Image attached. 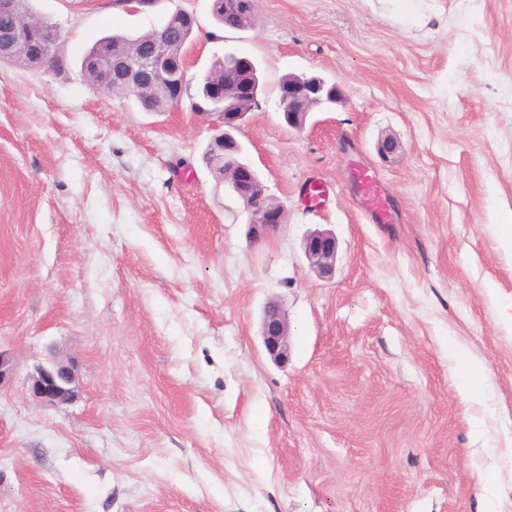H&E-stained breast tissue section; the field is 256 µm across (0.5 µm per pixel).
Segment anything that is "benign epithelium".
I'll return each mask as SVG.
<instances>
[{
	"label": "benign epithelium",
	"instance_id": "7a95c632",
	"mask_svg": "<svg viewBox=\"0 0 512 512\" xmlns=\"http://www.w3.org/2000/svg\"><path fill=\"white\" fill-rule=\"evenodd\" d=\"M239 0H224L237 29H252L258 21L256 0L245 7H238ZM34 53L48 61L60 57V34L52 26L39 28L38 39L33 43ZM187 68L186 55L177 43L166 40L148 53L106 54L95 61L94 70L99 75L98 90L110 93L116 89L137 92L144 87L165 95L166 85L175 83L183 88ZM261 92L260 80L254 61L246 56L232 55L224 69V83L212 85L205 102L222 127L213 138L210 151H224V182L242 201L248 213L251 237L266 239L287 222L283 205L272 202L258 171L243 156V147L235 132L240 128L248 109L257 102ZM280 98L286 103L288 125L301 130L308 115L317 107L340 102V91L334 84L319 77L288 76L280 83ZM337 252L336 238L328 232H315L305 239L304 254L310 267L321 278L335 273ZM266 352L276 361L288 360V319L280 304L267 303L261 327ZM29 392L41 403L57 407L69 403L75 396V368L69 361L53 360L36 367L29 378Z\"/></svg>",
	"mask_w": 512,
	"mask_h": 512
}]
</instances>
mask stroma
Listing matches in <instances>:
<instances>
[{
    "instance_id": "obj_1",
    "label": "stroma",
    "mask_w": 512,
    "mask_h": 512,
    "mask_svg": "<svg viewBox=\"0 0 512 512\" xmlns=\"http://www.w3.org/2000/svg\"><path fill=\"white\" fill-rule=\"evenodd\" d=\"M212 4L31 0L66 68L0 62V512H480L489 489L512 512V0H257L247 30ZM179 11L177 108L89 85L97 39ZM228 52L258 68L237 137L287 211L259 242L203 161L198 88ZM289 74L341 102L289 127ZM315 230L338 241L329 280L303 253ZM272 300L284 364L262 343ZM452 339L489 369L477 426ZM54 359L76 374L58 407L28 392ZM261 336L266 352L275 360L285 362L289 353L288 319L280 304L267 303L261 327Z\"/></svg>"
}]
</instances>
